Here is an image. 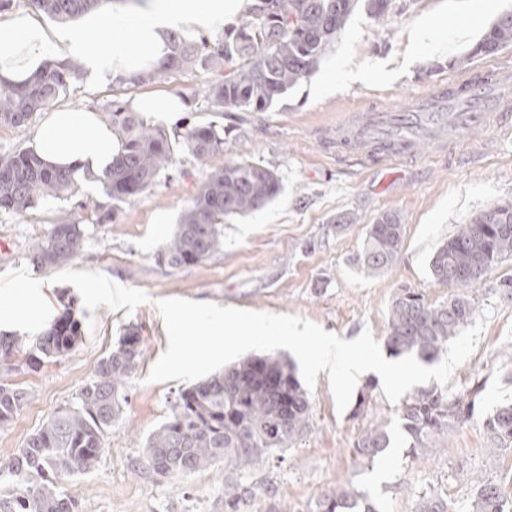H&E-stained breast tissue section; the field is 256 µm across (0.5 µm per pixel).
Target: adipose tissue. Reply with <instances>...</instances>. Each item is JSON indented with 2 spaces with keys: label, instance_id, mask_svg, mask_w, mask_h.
<instances>
[{
  "label": "adipose tissue",
  "instance_id": "obj_1",
  "mask_svg": "<svg viewBox=\"0 0 512 512\" xmlns=\"http://www.w3.org/2000/svg\"><path fill=\"white\" fill-rule=\"evenodd\" d=\"M250 0H148L145 8L92 19L93 38L78 32L52 35L32 15L18 12L0 20V82L21 83L50 59L76 61L88 82L131 81L168 54V35L219 30L244 12ZM31 146L49 167L72 174H104L120 151L106 118L87 108L48 112Z\"/></svg>",
  "mask_w": 512,
  "mask_h": 512
}]
</instances>
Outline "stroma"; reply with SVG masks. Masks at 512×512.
<instances>
[{"mask_svg": "<svg viewBox=\"0 0 512 512\" xmlns=\"http://www.w3.org/2000/svg\"><path fill=\"white\" fill-rule=\"evenodd\" d=\"M512 11V0H394L388 17L375 22L356 10L323 56L317 70L292 87L264 112L211 111L201 91L218 75L196 67L166 82L133 86L108 84L88 89L74 76L66 104L102 107L112 99L141 95L182 96L195 121L216 122L227 130L223 153L197 160L177 153L176 169L151 191L120 204L115 218L99 223L110 199L101 183L76 180L66 199L38 200L24 215L0 212V313L28 307L23 322L0 328L5 335L32 337L74 299L82 338L57 359L29 367L16 356L4 378L27 394L28 403L0 426V465L22 448L27 437L58 409L74 404L100 359L117 344L125 327L137 325L143 355L126 382V402L102 441L101 458L91 472L63 476L60 489L80 512H224V465L161 477L136 469L146 437L170 414L183 384L147 382L168 347L158 300L181 298L215 302L245 310L299 316L350 341L371 330L376 341L389 332V305L400 289L421 294L437 305L454 287L435 281L429 260L440 241L453 235L490 202L512 203V133L496 126L462 129L439 140L423 138L414 159L380 171L336 156V124L348 112L402 109L413 99L482 66L467 53L486 27ZM431 18L441 27L429 46L414 48L413 27ZM465 58L464 67L448 60ZM366 71L354 80L340 74L325 89L322 77L334 66ZM259 161L274 169L284 188L263 209L226 219L224 245L208 260L171 268L157 251L172 234L207 173L225 160ZM401 215L404 243L394 266L366 273L358 262L366 231L382 212ZM62 212L72 213L84 231L83 247L70 263L51 269L34 266L32 242L44 235ZM351 213L355 223L332 219ZM512 278V257L503 259L470 289L479 307L493 313L473 354L446 384L449 395L470 399L474 412L436 438L420 458L407 457L397 404L385 397L375 375H362L358 389H370L362 415L337 411L327 372H320L308 397L310 424L296 447L281 458L255 467L253 506L275 505L288 512H311L317 495L351 483L376 503L379 512H415L421 496L435 495L448 512H465L471 488L460 469H487L512 500V448L494 445L483 421L498 405L512 402V299L498 290ZM40 283V295L16 287L17 279ZM116 279L125 286L124 303L104 298L99 284ZM380 420L391 423L393 446L380 459L390 477L372 488L374 468L354 458L361 432Z\"/></svg>", "mask_w": 512, "mask_h": 512, "instance_id": "obj_1", "label": "stroma"}]
</instances>
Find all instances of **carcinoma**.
Listing matches in <instances>:
<instances>
[{
  "mask_svg": "<svg viewBox=\"0 0 512 512\" xmlns=\"http://www.w3.org/2000/svg\"><path fill=\"white\" fill-rule=\"evenodd\" d=\"M48 18L66 22L96 11L109 0H33ZM391 0H253L239 25L223 38L169 36V53L160 65L145 70L134 84L167 80L197 65L220 69L224 77L204 96L213 111L264 112L319 65L350 15L359 7L384 20ZM512 45V12L493 22L471 51L491 56ZM79 70L74 61L48 62L24 83L0 82V125L21 127L35 113L67 95ZM122 151L102 182L112 208L100 216L109 221L119 204L154 187L175 163L176 149L203 160L224 152V128L210 122L182 123L172 136L162 125L118 99L104 107ZM70 172L51 170L30 150L0 156V210L21 215L40 197L61 199L72 193ZM283 184L276 171L260 162L229 159L197 187L180 215L172 236L157 253L170 267L209 259L223 245L224 220L245 216L273 201ZM84 233L70 214L57 215L35 241L30 259L54 268L75 259ZM404 224L396 212H385L368 225L361 267L382 273L393 267L403 247ZM512 256V203L492 202L454 235L440 242L429 269L440 282L468 288L505 257ZM477 313L475 301L460 292L429 305L408 288L393 299L388 315L386 348L393 357L409 354L431 361L447 348ZM81 337L75 303L69 299L48 327L34 337L0 336V366L20 353L31 367L66 355ZM143 354L138 328L129 325L112 351L100 360L75 404L61 408L33 433L9 460L15 477L13 494L0 496V512H78L74 500L57 487L62 475L84 474L99 462L102 439L126 401V381ZM6 367V366H4ZM11 370V367H6ZM27 404V394L0 378V425L13 420ZM474 401L448 399L437 388H421L399 407L407 455H423L433 440L454 423L472 416ZM311 402L292 362L277 356L248 357L222 372L179 391L167 420L147 438L139 465L162 475L205 470L224 460V512H244L254 493L239 472L292 448L309 426ZM490 441L512 447V403L497 407L483 421ZM391 448L386 422L368 426L354 443L356 459L370 466ZM476 483L470 512H508V501L491 479ZM315 512H379L376 504L350 483L317 496ZM417 512H448V503L423 496Z\"/></svg>",
  "mask_w": 512,
  "mask_h": 512,
  "instance_id": "carcinoma-1",
  "label": "carcinoma"
}]
</instances>
